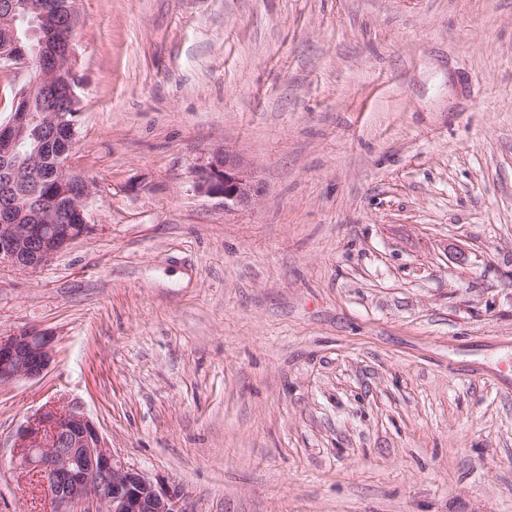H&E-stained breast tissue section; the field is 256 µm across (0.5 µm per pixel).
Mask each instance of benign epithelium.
Instances as JSON below:
<instances>
[{
	"mask_svg": "<svg viewBox=\"0 0 512 512\" xmlns=\"http://www.w3.org/2000/svg\"><path fill=\"white\" fill-rule=\"evenodd\" d=\"M29 29L20 36L17 22ZM81 24L74 4L56 0H6L0 9V62L31 71L0 123V263L38 269L90 231L85 211L94 185L76 172L78 78L73 34ZM70 130L47 178L61 187L43 199L57 224H28L31 199L24 186L40 167L51 134ZM195 188L224 200V207L250 210L266 194L265 183L236 154L213 150L195 166ZM55 337L40 330L0 336V383L44 375L54 359ZM20 465L31 469L59 512H192L176 486L152 479L108 448L98 428L76 404L50 407L16 440Z\"/></svg>",
	"mask_w": 512,
	"mask_h": 512,
	"instance_id": "benign-epithelium-1",
	"label": "benign epithelium"
}]
</instances>
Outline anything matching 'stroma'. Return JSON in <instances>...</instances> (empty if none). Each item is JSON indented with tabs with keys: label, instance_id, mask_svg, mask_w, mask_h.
Segmentation results:
<instances>
[{
	"label": "stroma",
	"instance_id": "1",
	"mask_svg": "<svg viewBox=\"0 0 512 512\" xmlns=\"http://www.w3.org/2000/svg\"><path fill=\"white\" fill-rule=\"evenodd\" d=\"M91 233L0 263L16 436L81 405L193 512H512V0H79ZM267 187L197 193L218 147ZM55 337L41 330L0 336V383L44 375L54 359Z\"/></svg>",
	"mask_w": 512,
	"mask_h": 512
}]
</instances>
